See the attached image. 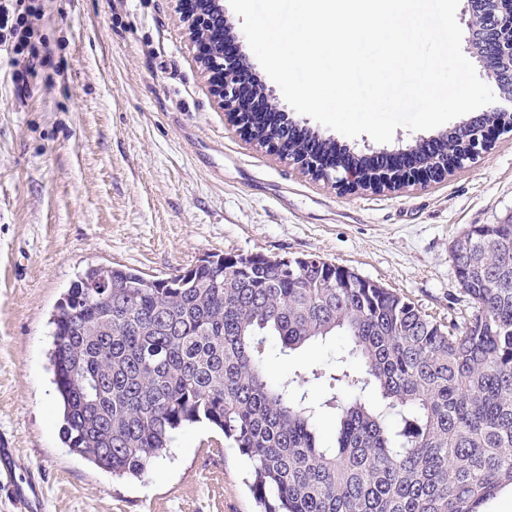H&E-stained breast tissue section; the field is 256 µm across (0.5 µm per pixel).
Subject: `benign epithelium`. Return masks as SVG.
<instances>
[{
  "label": "benign epithelium",
  "instance_id": "benign-epithelium-1",
  "mask_svg": "<svg viewBox=\"0 0 512 512\" xmlns=\"http://www.w3.org/2000/svg\"><path fill=\"white\" fill-rule=\"evenodd\" d=\"M200 8L189 19L193 39L198 43L201 59L212 70L222 71L212 80V92L224 104V109L245 132L256 136L246 123L253 95L240 81V70L247 65L245 56L235 59L224 54V42L213 31L222 27L226 35L240 40L232 24L224 19V0H198ZM468 28L470 52L483 64L488 83L497 91L495 101L488 104L481 119L468 118L453 128L460 143L456 165L463 166L487 152L492 136L504 127L487 121L493 114L512 116V0H495V6L470 8ZM447 140L438 136L425 141L423 159L410 164L398 163V156L387 155V165L375 168L369 178L352 164L336 159L326 165L323 181L342 190H372L381 192L393 187L420 181H435L448 175Z\"/></svg>",
  "mask_w": 512,
  "mask_h": 512
}]
</instances>
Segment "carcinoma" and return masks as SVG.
I'll return each instance as SVG.
<instances>
[{
	"label": "carcinoma",
	"instance_id": "1",
	"mask_svg": "<svg viewBox=\"0 0 512 512\" xmlns=\"http://www.w3.org/2000/svg\"><path fill=\"white\" fill-rule=\"evenodd\" d=\"M287 155L337 144L278 118ZM453 244L470 300L446 324L407 297L318 256L208 255L155 278L90 266L52 314L63 443L96 467L145 476L181 428L205 422L251 464L263 512H481L512 486V220L471 224ZM360 372L320 403L274 381L280 355L336 333ZM336 417L320 443L316 416ZM396 414L402 427L388 425Z\"/></svg>",
	"mask_w": 512,
	"mask_h": 512
}]
</instances>
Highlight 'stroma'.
<instances>
[{
	"label": "stroma",
	"instance_id": "1",
	"mask_svg": "<svg viewBox=\"0 0 512 512\" xmlns=\"http://www.w3.org/2000/svg\"><path fill=\"white\" fill-rule=\"evenodd\" d=\"M50 65L0 55V436L48 512H258L247 463L204 423L140 479L60 438L51 315L91 265L165 278L209 254H315L438 320L469 312L454 240L512 216V132L476 163L394 192L343 193L259 146L210 92L176 0H38ZM271 374L335 366L339 336Z\"/></svg>",
	"mask_w": 512,
	"mask_h": 512
}]
</instances>
